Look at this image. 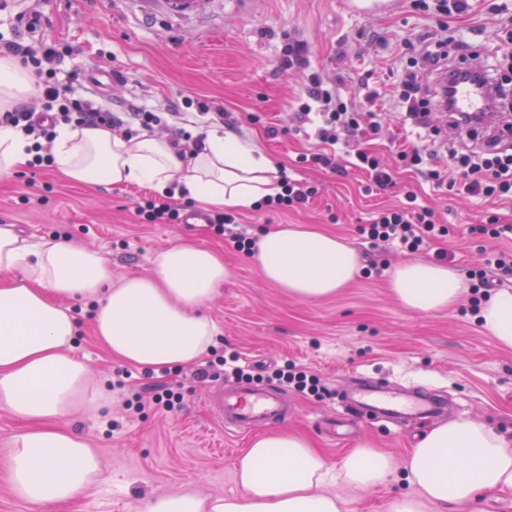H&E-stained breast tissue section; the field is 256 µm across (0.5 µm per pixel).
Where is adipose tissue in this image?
<instances>
[{
	"label": "adipose tissue",
	"instance_id": "adipose-tissue-1",
	"mask_svg": "<svg viewBox=\"0 0 512 512\" xmlns=\"http://www.w3.org/2000/svg\"><path fill=\"white\" fill-rule=\"evenodd\" d=\"M36 93L34 77L13 57H0V113ZM56 131L54 171L85 187L135 183L220 209L254 208L278 191L275 162L229 133L210 134L201 151L185 158L163 137L128 139L102 125L61 123ZM36 156L32 139L0 124V178ZM253 257L268 283L307 301L336 295L359 272L355 250L318 226L265 230ZM229 276L220 254L180 241L155 253L149 274L116 283L100 252L68 236L28 238L0 225V407L28 423L10 443L18 498L36 512L62 505L88 491L101 472L95 449L61 423L77 406L98 412L112 400L72 354V302L92 310L95 337L113 358L141 370L189 366L214 344L217 327L203 309ZM389 284L403 307L421 314L449 308L467 291L454 271L427 260L393 267ZM478 319L487 335L512 348V291L485 296ZM400 470L415 492L393 497L389 512L470 504L484 493L512 491V439L460 419L421 434L404 460L366 445L333 464L308 438L274 430L255 437L238 458L239 493L215 500L193 491L162 494L144 512H344L328 482L366 489Z\"/></svg>",
	"mask_w": 512,
	"mask_h": 512
}]
</instances>
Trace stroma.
Wrapping results in <instances>:
<instances>
[{
  "mask_svg": "<svg viewBox=\"0 0 512 512\" xmlns=\"http://www.w3.org/2000/svg\"><path fill=\"white\" fill-rule=\"evenodd\" d=\"M345 2L189 0L182 6L175 0H38L41 22L24 31L19 18L28 0H0V34L9 38L17 32L24 42L59 48L56 81L73 85L94 105L117 114L133 105L164 113L168 127L162 137L189 128L199 106L227 113L238 138L285 166L291 178L318 187L306 205L286 212H237L238 229L246 236L279 224H317L343 236L363 267L374 259L389 269L413 260V253L391 244L371 249L357 227L413 192L448 227L435 244L447 251L448 268L473 283L488 257L512 250V237L494 238L474 227L493 214L512 225V201H465L403 170L390 191L379 193L368 190L361 172L341 177L296 162L314 146L293 123L311 75L337 83L344 96L351 80L367 72L371 87L388 89L406 67L404 40L438 30L433 19L405 4L391 14L362 17L348 13ZM447 24L449 36L482 47L502 78L512 77V0H472L468 13ZM292 35L305 43L307 65L288 72L281 61ZM93 73L112 75L113 81L94 90L88 82ZM272 126L278 135L269 134ZM151 194L137 184L87 188L65 181L52 167L27 166L0 179V224L36 237L67 235L101 252L116 282L149 274L155 252L184 239L222 253L231 276L204 309L217 326L206 361L237 353L252 384L281 387L288 399L285 429L310 437L331 462L368 442L403 459L437 423L433 417L394 423L361 416L350 421L347 438L331 437L324 426L339 414L338 396L361 375L431 384L449 405L448 419L483 421L512 436V349L481 331V292L467 293L451 308L419 314L397 301L385 273L363 270L336 296L305 301L267 283L253 256L234 250L210 225L140 223L136 206ZM74 312V355L92 380L117 381L123 364L96 342L91 311L78 303ZM288 365L315 377L317 392L280 385L275 372ZM193 373L190 366L131 368L124 388L113 392L99 415L66 416L64 425L97 450L102 472L79 500L42 512H134L157 494L238 493L235 463L250 439L222 433L205 412L209 390L224 384V376L199 383ZM161 386L182 393L181 409L167 412L149 402L138 410L127 407L133 394ZM21 425L0 409V512H32L9 483V442ZM330 490L344 498L346 512H388L392 495L412 487L398 475L382 486L354 490L334 484Z\"/></svg>",
  "mask_w": 512,
  "mask_h": 512,
  "instance_id": "obj_1",
  "label": "stroma"
}]
</instances>
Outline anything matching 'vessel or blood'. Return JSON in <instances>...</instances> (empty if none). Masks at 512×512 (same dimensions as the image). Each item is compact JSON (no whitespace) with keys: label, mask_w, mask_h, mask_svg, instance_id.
<instances>
[{"label":"vessel or blood","mask_w":512,"mask_h":512,"mask_svg":"<svg viewBox=\"0 0 512 512\" xmlns=\"http://www.w3.org/2000/svg\"><path fill=\"white\" fill-rule=\"evenodd\" d=\"M399 0H347L349 8L363 16H375L393 11ZM485 87L479 83L461 82L454 88L453 109L477 113L484 107ZM341 403L359 415L382 416L388 419L434 413L441 404L427 393H400L392 388L359 379L346 393ZM208 418L227 434L245 436L285 418L288 406L279 392L241 384L231 391L223 387L211 390L205 401Z\"/></svg>","instance_id":"vessel-or-blood-1"}]
</instances>
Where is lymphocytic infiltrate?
Returning <instances> with one entry per match:
<instances>
[{
  "label": "lymphocytic infiltrate",
  "instance_id": "obj_1",
  "mask_svg": "<svg viewBox=\"0 0 512 512\" xmlns=\"http://www.w3.org/2000/svg\"><path fill=\"white\" fill-rule=\"evenodd\" d=\"M448 38L435 39L422 53L411 55L403 78L387 92L416 136L402 145L393 161H386L368 149L381 130L379 121H363L362 104H374L379 92L341 97L335 84L313 76L306 87L295 119L310 126L320 146L316 152L301 155L300 160L337 175L354 168L366 174L372 186L387 191L395 183L397 169L411 170L424 180L446 188L455 196L468 199L497 198L512 200V141L488 135L479 140L481 119L472 114H456L448 109L447 76L459 73L460 64L450 60ZM0 54H8L29 69L42 90L43 111H56L59 121L73 126H140L152 129L162 118L154 112L131 107L125 118L95 108L75 97L71 87L57 84L50 69L59 58L50 45L34 46L0 36ZM447 153L448 163L439 166L436 157ZM358 234L371 246L396 243L417 253L447 236L446 225L436 223L433 213L421 205L417 194L406 196L404 206L376 212L369 223L358 225Z\"/></svg>",
  "mask_w": 512,
  "mask_h": 512
}]
</instances>
